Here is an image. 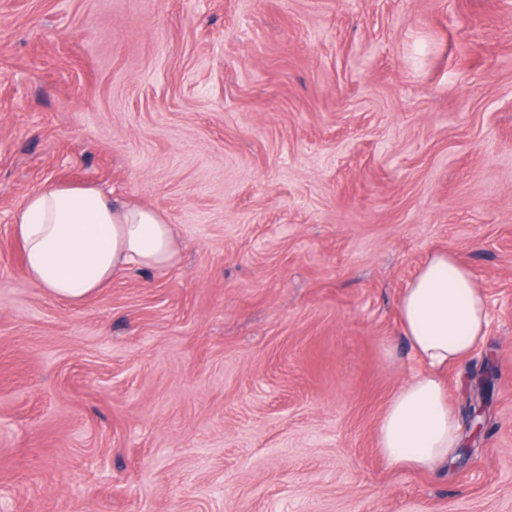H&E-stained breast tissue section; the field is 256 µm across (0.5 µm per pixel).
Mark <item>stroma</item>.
I'll use <instances>...</instances> for the list:
<instances>
[{"label":"stroma","instance_id":"obj_1","mask_svg":"<svg viewBox=\"0 0 512 512\" xmlns=\"http://www.w3.org/2000/svg\"><path fill=\"white\" fill-rule=\"evenodd\" d=\"M158 210L179 262L64 303L26 196ZM512 298V0H0V512H512V305L388 466L434 252Z\"/></svg>","mask_w":512,"mask_h":512}]
</instances>
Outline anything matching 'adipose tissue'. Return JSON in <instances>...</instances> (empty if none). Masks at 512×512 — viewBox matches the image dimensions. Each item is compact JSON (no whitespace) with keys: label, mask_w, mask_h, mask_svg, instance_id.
<instances>
[{"label":"adipose tissue","mask_w":512,"mask_h":512,"mask_svg":"<svg viewBox=\"0 0 512 512\" xmlns=\"http://www.w3.org/2000/svg\"><path fill=\"white\" fill-rule=\"evenodd\" d=\"M12 229L27 278L73 303L127 271L164 269L179 260L173 229L160 213L93 186L55 185L28 194ZM485 306L473 272L447 252L432 254L403 291L400 330L422 368L381 416L378 446L391 468L430 472L455 461L460 424L444 373L484 337Z\"/></svg>","instance_id":"1"}]
</instances>
